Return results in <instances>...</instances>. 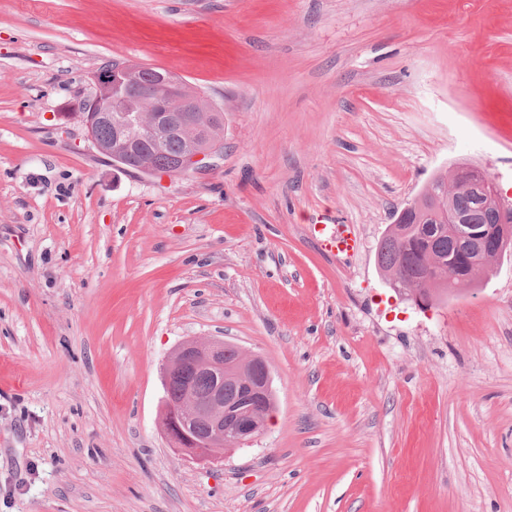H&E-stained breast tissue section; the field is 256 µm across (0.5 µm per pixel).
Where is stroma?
<instances>
[{"label":"stroma","instance_id":"35a3bbf8","mask_svg":"<svg viewBox=\"0 0 512 512\" xmlns=\"http://www.w3.org/2000/svg\"><path fill=\"white\" fill-rule=\"evenodd\" d=\"M112 59L223 110L212 167L94 148ZM466 165L512 203V0H0V512H512V252L425 308L375 255ZM195 338L275 395L207 463L158 426ZM314 235L323 251L335 257H348L354 254L356 237L350 224H313Z\"/></svg>","mask_w":512,"mask_h":512}]
</instances>
